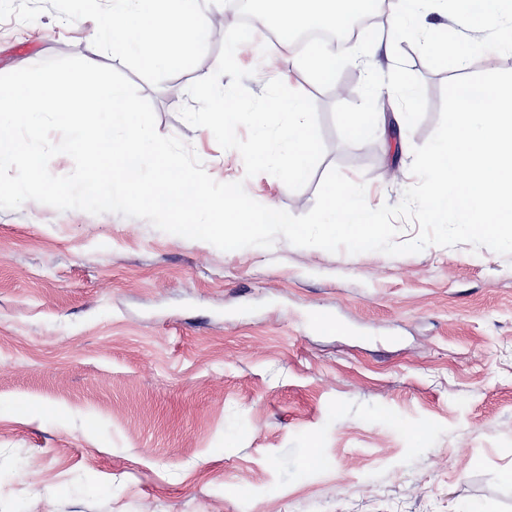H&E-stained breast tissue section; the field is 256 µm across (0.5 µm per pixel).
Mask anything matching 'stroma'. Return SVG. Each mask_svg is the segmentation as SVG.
Returning a JSON list of instances; mask_svg holds the SVG:
<instances>
[{"instance_id":"stroma-1","label":"stroma","mask_w":512,"mask_h":512,"mask_svg":"<svg viewBox=\"0 0 512 512\" xmlns=\"http://www.w3.org/2000/svg\"><path fill=\"white\" fill-rule=\"evenodd\" d=\"M478 38L466 65L416 32L322 89L262 37L241 45L246 88L281 79L316 105L324 155L308 183L246 177L239 152L179 110L220 47L152 85L133 83L160 134L216 181L300 216L328 170L366 185L370 207L414 184V147L435 131L445 82L512 70L492 28L426 12ZM94 21H0V74L75 56L121 68ZM414 90L396 92V82ZM352 112L410 115L400 137H344ZM424 428L422 440L412 429ZM512 512V256L430 246L335 254L293 246L222 251L143 219L34 201L0 209V512Z\"/></svg>"}]
</instances>
